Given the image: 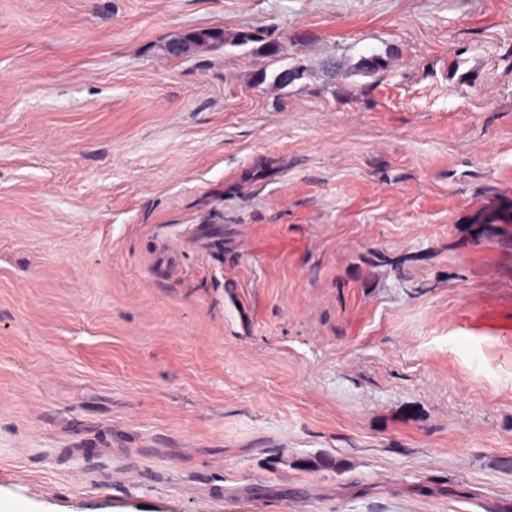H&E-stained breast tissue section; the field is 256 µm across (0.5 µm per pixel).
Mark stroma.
<instances>
[{
	"instance_id": "35a3bbf8",
	"label": "stroma",
	"mask_w": 512,
	"mask_h": 512,
	"mask_svg": "<svg viewBox=\"0 0 512 512\" xmlns=\"http://www.w3.org/2000/svg\"><path fill=\"white\" fill-rule=\"evenodd\" d=\"M0 501L512 512V0H0ZM255 36L248 32L237 34L235 40H228L225 37L224 30L220 28L206 29L198 31L190 35L183 43L184 47L191 45L197 47H206L210 49H218L227 44L245 45L249 42H254Z\"/></svg>"
}]
</instances>
